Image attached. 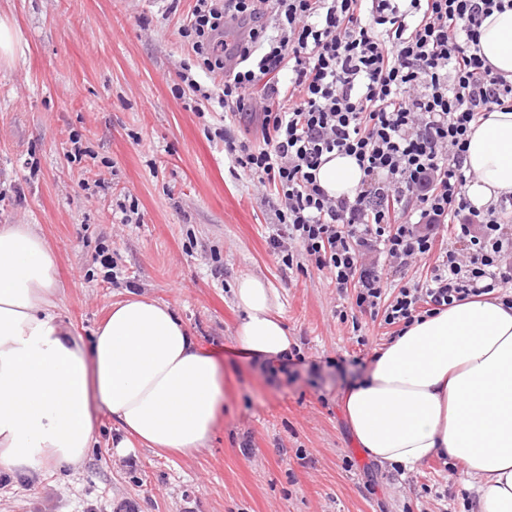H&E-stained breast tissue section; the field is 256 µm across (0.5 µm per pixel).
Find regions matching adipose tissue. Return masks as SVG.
Returning a JSON list of instances; mask_svg holds the SVG:
<instances>
[{
    "label": "adipose tissue",
    "mask_w": 512,
    "mask_h": 512,
    "mask_svg": "<svg viewBox=\"0 0 512 512\" xmlns=\"http://www.w3.org/2000/svg\"><path fill=\"white\" fill-rule=\"evenodd\" d=\"M478 47L512 80L511 7L484 18ZM465 165L476 208L512 196V111L471 127ZM316 177L330 196L351 199L363 172L354 157L332 153ZM56 270L34 226H0V472L36 484L79 461L100 410L121 433L118 454L205 447L224 410L223 365L171 306L133 292L84 344L56 312ZM233 300L242 350L264 365L291 352L275 288L244 275ZM343 408L373 460L410 471L448 456L477 477L478 512H512V303L467 300L413 322L346 390Z\"/></svg>",
    "instance_id": "adipose-tissue-1"
}]
</instances>
